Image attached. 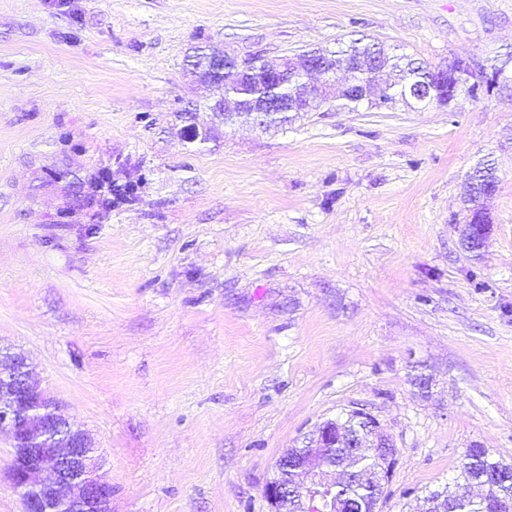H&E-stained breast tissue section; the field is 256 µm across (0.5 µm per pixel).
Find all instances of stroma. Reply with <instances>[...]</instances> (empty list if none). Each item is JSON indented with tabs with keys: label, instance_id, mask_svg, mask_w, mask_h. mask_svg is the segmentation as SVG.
Masks as SVG:
<instances>
[{
	"label": "stroma",
	"instance_id": "obj_1",
	"mask_svg": "<svg viewBox=\"0 0 512 512\" xmlns=\"http://www.w3.org/2000/svg\"><path fill=\"white\" fill-rule=\"evenodd\" d=\"M359 37L493 81L265 131L187 61ZM101 173L134 199L91 201ZM1 346L91 437L112 512H270L283 452L351 410L397 450L378 512L472 445L512 461V0H0ZM494 168L480 162L470 177V196L472 199L492 195L497 188V177Z\"/></svg>",
	"mask_w": 512,
	"mask_h": 512
}]
</instances>
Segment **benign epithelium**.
<instances>
[{"instance_id": "1", "label": "benign epithelium", "mask_w": 512, "mask_h": 512, "mask_svg": "<svg viewBox=\"0 0 512 512\" xmlns=\"http://www.w3.org/2000/svg\"><path fill=\"white\" fill-rule=\"evenodd\" d=\"M189 63L198 74L233 72L242 80L267 85L266 92L251 102L256 124L268 112L319 108L335 84L336 67L329 66L316 48L274 64L198 49ZM297 70L303 83L295 98L278 95L276 90ZM0 429L11 438L10 479L22 512H112V484L100 473L91 438L74 428L58 404L31 383L27 359L4 348L0 349ZM326 438L318 435L296 468L304 476L297 486L307 512H323L324 492L335 488L324 478L327 469L319 453ZM265 496L271 512H282L280 481H270Z\"/></svg>"}]
</instances>
